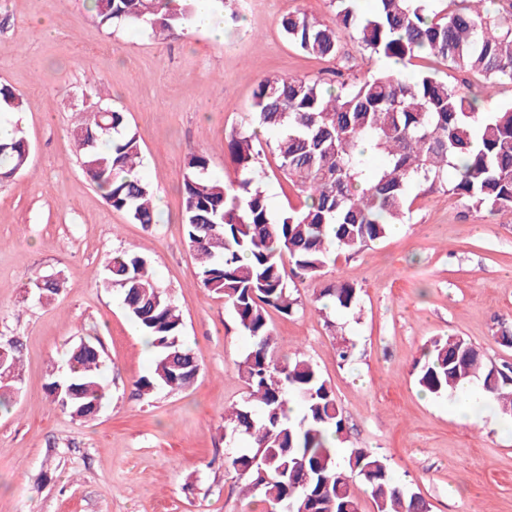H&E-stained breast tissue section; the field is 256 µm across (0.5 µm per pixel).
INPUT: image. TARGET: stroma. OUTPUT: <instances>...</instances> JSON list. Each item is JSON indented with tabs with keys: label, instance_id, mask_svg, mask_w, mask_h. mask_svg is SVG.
I'll return each instance as SVG.
<instances>
[{
	"label": "stroma",
	"instance_id": "1",
	"mask_svg": "<svg viewBox=\"0 0 512 512\" xmlns=\"http://www.w3.org/2000/svg\"><path fill=\"white\" fill-rule=\"evenodd\" d=\"M223 41L197 26L175 39L99 24L87 0H8L0 11V86L23 100L1 119L32 148L28 172L0 183V338L18 341L22 381L0 415V512H264L259 497L225 468L246 440L224 436L225 408L247 388L235 364L247 346L224 300L205 292L182 221V174L190 150L210 173L234 177L224 152L253 110L267 77L364 78L384 68L344 40L339 58L301 52L281 33L282 16L302 11L332 21V0H233ZM124 112L141 146L140 176L160 206L151 227L113 209L82 169L72 132L86 112ZM272 213L304 197L265 151ZM147 260L177 305L201 365L184 390L135 395L148 373L137 330L118 288L98 275L127 247ZM60 276L51 304L31 280ZM358 290L355 314L324 305L322 288ZM298 311L270 312L279 357L302 354L330 383L349 448L387 460L393 479L421 494L431 512H512V416L479 412L468 422L454 397L425 394L414 364L434 336L462 337L488 363L512 364V214L469 209L441 186H422L400 230L329 262L319 281L297 286ZM100 341L108 396L82 422L46 393L69 349ZM353 347L341 362L339 343Z\"/></svg>",
	"mask_w": 512,
	"mask_h": 512
}]
</instances>
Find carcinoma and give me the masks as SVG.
Returning <instances> with one entry per match:
<instances>
[{
	"label": "carcinoma",
	"mask_w": 512,
	"mask_h": 512,
	"mask_svg": "<svg viewBox=\"0 0 512 512\" xmlns=\"http://www.w3.org/2000/svg\"><path fill=\"white\" fill-rule=\"evenodd\" d=\"M328 24L296 11L280 20L286 39L309 55L336 58L341 40H355L368 59L404 66L427 57L476 73L494 89L512 85V10L493 13L486 3L441 7L445 0H375L370 13L359 0H335ZM99 23L148 28L155 37L174 38L194 15L193 0H93ZM322 78L267 77L254 92L252 117L226 141L237 174L225 182L209 174L210 160L189 153L183 176V224L202 287L224 298L250 340L237 372L245 383L244 404L225 411L224 430L243 437L249 449L224 458L246 480L268 512H361L353 491L359 478L376 512H430L419 494L394 483L385 459L352 448L343 460L328 436L346 441V425L333 387L302 355L279 360L268 310L290 316L299 300L288 286L284 262L295 276L315 281L332 250L355 253L375 243L411 211L410 189L439 183L476 211L512 213V104L490 111L436 73H406L388 67L358 80L335 72ZM22 110L21 98L0 88V112ZM273 130L271 150L284 178L305 196L304 205L272 215L261 163L260 132ZM82 166L115 210L138 224L153 223L150 185L137 173L141 148L122 112L104 105L88 113L74 133ZM382 156L372 173L369 152ZM29 148L22 131L0 142V177L25 171ZM101 285L121 290L138 331L151 338L155 359L135 382L141 395L187 387L199 372L184 340L182 314L149 273L136 250L112 256ZM40 301L58 286L38 277ZM342 311L358 302L357 289L338 283L320 291ZM100 348L75 344L68 372L46 385L52 401L78 420L93 418L107 396ZM19 348H8L0 367L21 380ZM421 391L448 396L475 380L486 405L512 415V366H490L480 351L459 336L431 338L415 363ZM297 401L300 415L288 414Z\"/></svg>",
	"instance_id": "1"
}]
</instances>
